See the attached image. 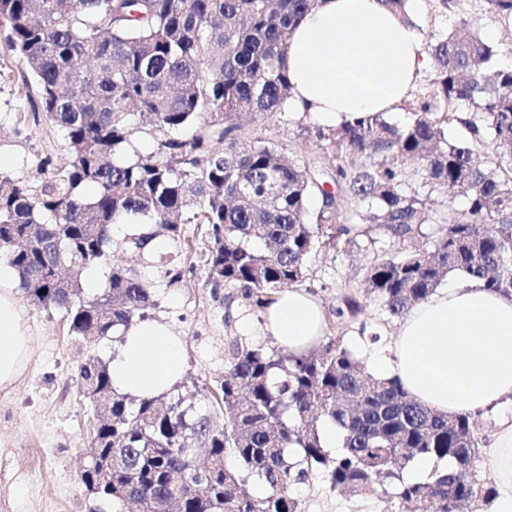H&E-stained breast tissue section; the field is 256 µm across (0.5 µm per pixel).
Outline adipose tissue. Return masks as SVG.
Masks as SVG:
<instances>
[{"label": "adipose tissue", "instance_id": "obj_1", "mask_svg": "<svg viewBox=\"0 0 512 512\" xmlns=\"http://www.w3.org/2000/svg\"><path fill=\"white\" fill-rule=\"evenodd\" d=\"M285 67L294 86L291 110L333 127L395 111L428 57L416 28L380 0H320L293 31ZM13 282V273L0 270V393L13 390L32 361L31 328ZM260 327L300 354L321 340V307L305 289L290 288ZM372 365L438 413L475 414L512 402V298L477 283L449 285L409 310ZM183 371L181 336L156 319L125 331L110 364L113 388L138 397L167 393ZM492 446L497 512H512V421L500 423Z\"/></svg>", "mask_w": 512, "mask_h": 512}]
</instances>
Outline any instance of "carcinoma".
<instances>
[{
    "label": "carcinoma",
    "instance_id": "1",
    "mask_svg": "<svg viewBox=\"0 0 512 512\" xmlns=\"http://www.w3.org/2000/svg\"><path fill=\"white\" fill-rule=\"evenodd\" d=\"M319 0H0V48L30 67L21 95L32 107L14 132L45 120L63 134L66 158L39 161L37 186L0 171V255L23 297L64 312L70 335L112 336L145 319L152 284L117 262L132 253L184 280V230L203 229L213 294L239 290L247 314L262 315L281 291L299 287L316 251L353 242V228H326L335 205L315 168L272 143L237 146L240 115L285 113L293 89L289 39ZM452 29L431 31L425 86L404 102L400 124L385 112L319 139L346 158L336 174L364 203L363 220L405 243L436 224L431 251L405 249L376 261L366 295L391 317L435 293L451 273L512 294V65L475 30L463 0H436ZM484 14L512 25V0H483ZM450 129L460 136L448 139ZM419 188L406 191L407 175ZM322 206L310 208L314 189ZM467 205L439 220L424 195ZM122 217L145 231L116 238ZM162 239L171 250H153ZM91 266L108 269L93 295ZM97 419L81 483L97 484L93 512H301L292 487L312 475L354 496L393 490L407 512H462L497 498L477 469L473 418L415 401L398 378L367 370L340 341L302 355L244 335L228 337L224 379L210 392L219 428L163 398L112 387L109 363L80 368ZM342 433L331 453L321 428ZM112 456V471L101 462ZM416 459L449 460L423 479ZM260 481L258 497L244 486Z\"/></svg>",
    "mask_w": 512,
    "mask_h": 512
}]
</instances>
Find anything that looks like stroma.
<instances>
[{
  "mask_svg": "<svg viewBox=\"0 0 512 512\" xmlns=\"http://www.w3.org/2000/svg\"><path fill=\"white\" fill-rule=\"evenodd\" d=\"M12 79L0 81V154L12 159L13 176L34 181L37 165L45 155L62 158L64 141L57 127L42 122L15 135L18 88L29 73L26 62L9 59ZM315 125L296 113L257 114L243 122L241 142L261 136L274 142L289 157L321 170L325 190L336 196L340 220L355 225L354 242L339 252L311 256L304 287L332 313L345 297L356 298L362 309L356 318L332 324L334 339L359 345L360 325H376L385 341H393L400 321L391 319L380 305L366 297L364 279L375 261L397 254L401 246L378 225L362 220L364 206L345 189L337 188L336 163L326 141L314 135ZM191 252L181 260L190 268L183 283L166 288L159 272L144 269L155 284L157 306L149 316L165 321L183 338L185 369L176 387L185 405L195 412L212 414L223 424L222 411L213 409L205 393L188 389L189 380L213 384L224 377V349L233 327L224 323L226 309H239L235 289L226 288L213 299L207 284L202 253L206 243L195 226H188ZM32 325L33 361L16 388L0 393V512H91L94 501L79 481L83 452L91 440L94 409L80 392V367L89 357L111 360L117 342L109 338L88 342L68 333L62 311L25 305ZM302 512H402L398 500L380 491L353 497L331 489L319 476L293 489Z\"/></svg>",
  "mask_w": 512,
  "mask_h": 512,
  "instance_id": "stroma-1",
  "label": "stroma"
}]
</instances>
